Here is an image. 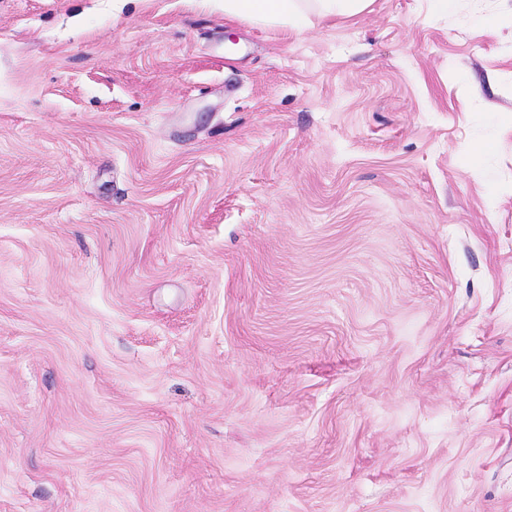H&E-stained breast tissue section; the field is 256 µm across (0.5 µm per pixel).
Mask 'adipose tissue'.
Returning a JSON list of instances; mask_svg holds the SVG:
<instances>
[{
	"label": "adipose tissue",
	"mask_w": 512,
	"mask_h": 512,
	"mask_svg": "<svg viewBox=\"0 0 512 512\" xmlns=\"http://www.w3.org/2000/svg\"><path fill=\"white\" fill-rule=\"evenodd\" d=\"M369 0H224V14L256 23H282L300 32L310 16H352Z\"/></svg>",
	"instance_id": "obj_1"
}]
</instances>
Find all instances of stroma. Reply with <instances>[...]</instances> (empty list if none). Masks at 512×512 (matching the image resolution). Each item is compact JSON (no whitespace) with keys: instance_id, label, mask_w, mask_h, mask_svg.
Instances as JSON below:
<instances>
[{"instance_id":"obj_1","label":"stroma","mask_w":512,"mask_h":512,"mask_svg":"<svg viewBox=\"0 0 512 512\" xmlns=\"http://www.w3.org/2000/svg\"><path fill=\"white\" fill-rule=\"evenodd\" d=\"M0 512H512V0H0ZM370 0H224V14L256 23H282L295 32L307 26L311 15L352 16Z\"/></svg>"}]
</instances>
